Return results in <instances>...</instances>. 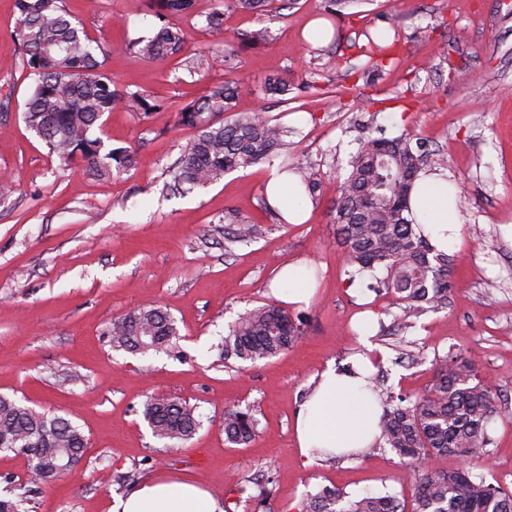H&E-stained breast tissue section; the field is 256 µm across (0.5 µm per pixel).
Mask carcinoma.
<instances>
[{"mask_svg": "<svg viewBox=\"0 0 512 512\" xmlns=\"http://www.w3.org/2000/svg\"><path fill=\"white\" fill-rule=\"evenodd\" d=\"M275 0H227L226 6L262 16L272 12ZM194 0H147L148 12L161 25L151 37L129 41V54L138 59L164 61L184 50L185 33L170 21L192 13ZM19 26L13 36L15 51L30 79L23 120L27 128L67 165L84 164L102 178L112 164L128 168L135 154L102 153L103 141L92 136L102 129L101 118L116 104L150 120L163 106L138 90H119L106 68L108 51L93 40L76 20L68 0H14ZM261 27L241 34L240 45L252 48L266 39ZM361 46L365 75L384 70L373 48H382L372 35ZM243 86L238 81L211 83L197 99L175 113V123L193 130L180 157L168 167V188L207 187L224 174L269 162L288 150L287 130L268 115L265 106L244 114L232 113L233 101ZM288 81L271 68L266 92L288 102ZM348 169L338 186L332 223L336 224L350 279L369 277V287L394 296L403 312L402 322L430 309L448 305L449 276L454 255L439 251L424 234L411 212V190L421 174L444 166V158L403 133L395 138H368L350 154ZM293 184L311 200L321 190L320 169L292 163L283 169ZM232 225L229 241L248 244L261 227L244 219L224 217ZM115 351L142 356L163 352L176 356L179 330L174 318L160 307L132 311L106 331ZM300 335L295 320L274 303L252 308L229 327L218 348L224 363L234 360L255 365L288 350ZM381 409L380 439L399 459L410 465L414 487L413 512H512V491L472 473L469 462L452 472L422 467L431 454H455L488 459V425L499 413V394L490 376L476 363L447 354L428 392L411 398L378 387L369 378ZM142 414L152 434L170 446L183 445L197 433L200 421L189 403L150 397ZM258 419L249 408L224 407L225 441L234 446L250 443ZM88 438L68 419L39 412L0 395V452L22 455L29 462L30 480L49 484L70 474L82 461ZM268 478L255 483L245 503L259 512L272 495ZM30 490L0 496V512H32ZM300 512H405L395 493L367 494L356 500L340 491L322 489L303 501Z\"/></svg>", "mask_w": 512, "mask_h": 512, "instance_id": "cac0c4a2", "label": "carcinoma"}]
</instances>
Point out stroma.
Segmentation results:
<instances>
[{
    "label": "stroma",
    "mask_w": 512,
    "mask_h": 512,
    "mask_svg": "<svg viewBox=\"0 0 512 512\" xmlns=\"http://www.w3.org/2000/svg\"><path fill=\"white\" fill-rule=\"evenodd\" d=\"M75 16L109 51L116 88L139 89L165 113L145 120L115 106L104 117L106 148L136 153L134 167L100 179L64 167L23 120L29 81L13 48V0H0V176L15 193L0 201V394L50 410L89 439L69 475L32 487L35 512H110L117 499L149 479L176 477L217 499L271 477L266 512H299L324 488L357 498L384 490L412 497L409 468L387 448L367 455L305 463L293 423L313 378L343 369L371 350L385 387L424 394L436 361L455 353L477 362L498 384L501 412L488 427L487 480L512 489V0H354L334 19L336 34L307 43L303 29L323 14L318 0H289L257 19L196 0L183 22L185 55L235 49L222 63L189 74L180 58L130 60L126 45L156 28L144 0H71ZM224 13V27L203 17ZM269 31L257 49H240L236 33ZM397 44L396 61L364 92L371 106L324 93L360 65L366 28ZM278 61L291 87L289 103L258 99L268 65ZM247 84L236 112L265 103L288 130V151L239 169L208 187L166 197L168 166L192 136L175 113L223 75ZM420 137L447 156L463 224L455 254V286L446 308L409 329L391 296L368 280H350L330 210L336 174L364 139ZM302 160L320 168L321 192L302 224L280 223L263 205L274 169ZM260 224L247 245H224V214ZM210 226L200 238L201 226ZM307 263L316 292L290 307L301 327L283 354L248 367H225L216 344L245 310L277 302L272 280L292 262ZM160 306L175 318L183 354L141 358L112 350L104 331L136 308ZM369 340H362V326ZM150 397L180 398L201 421L185 446L155 438L142 417ZM254 409L258 434L233 447L224 437V407Z\"/></svg>",
    "instance_id": "35a3bbf8"
}]
</instances>
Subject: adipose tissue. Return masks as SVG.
I'll return each mask as SVG.
<instances>
[{"label": "adipose tissue", "instance_id": "ef3b65f1", "mask_svg": "<svg viewBox=\"0 0 512 512\" xmlns=\"http://www.w3.org/2000/svg\"><path fill=\"white\" fill-rule=\"evenodd\" d=\"M448 187L444 176L427 173L417 181L412 195L414 214L422 221L431 243L441 249L458 241L461 231L456 198L449 195ZM353 368L349 374L327 367L297 411L295 434L300 452L308 461L368 447L379 436L382 410L365 388L371 362L360 356ZM112 512H224V508L196 484L157 479L115 501Z\"/></svg>", "mask_w": 512, "mask_h": 512}]
</instances>
